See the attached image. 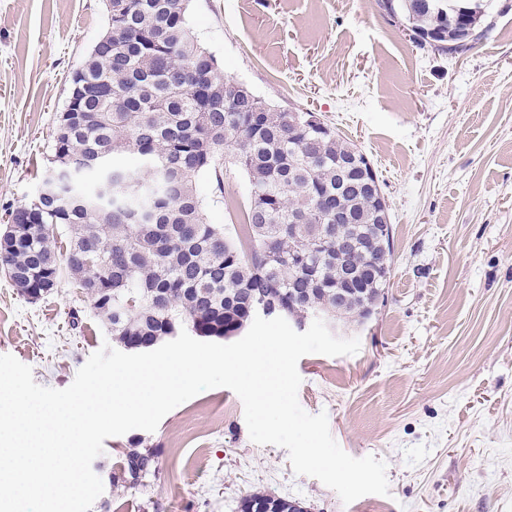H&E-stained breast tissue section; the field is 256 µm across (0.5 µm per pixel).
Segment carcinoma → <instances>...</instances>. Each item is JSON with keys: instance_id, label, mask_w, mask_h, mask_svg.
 I'll use <instances>...</instances> for the list:
<instances>
[{"instance_id": "1", "label": "carcinoma", "mask_w": 512, "mask_h": 512, "mask_svg": "<svg viewBox=\"0 0 512 512\" xmlns=\"http://www.w3.org/2000/svg\"><path fill=\"white\" fill-rule=\"evenodd\" d=\"M415 39L432 34L461 53L468 50L451 6L459 0H392ZM106 42L95 45L78 70L82 110L58 120L49 167L63 172L66 209L43 203L18 248L0 244V269L28 299L51 293L66 269L78 286L92 288L97 315L120 347L135 350L146 336H233L250 322L252 295L300 320L355 318L385 297L392 267L380 278L374 262L391 252L371 223L367 200L348 188L354 174L344 163L358 148L338 133L321 137L305 113L273 111L251 90L237 89L235 112L205 97L234 79L199 43L186 0H109ZM130 154L148 166L152 193L136 172L115 164ZM233 165L249 184L243 234L206 219L208 203L224 202V167ZM124 174L112 199L102 197L104 177ZM209 180V196L200 189ZM341 196L355 222L347 233L359 247L351 261L367 291L336 308V241L323 251L303 249L318 281L305 305L288 281L289 237L326 232L328 202ZM148 205L153 221L130 220L125 207ZM159 471L158 453L129 450L112 486L135 488Z\"/></svg>"}]
</instances>
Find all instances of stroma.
Instances as JSON below:
<instances>
[{
    "mask_svg": "<svg viewBox=\"0 0 512 512\" xmlns=\"http://www.w3.org/2000/svg\"><path fill=\"white\" fill-rule=\"evenodd\" d=\"M198 40L225 75L277 108L316 113L370 160L390 205L393 273L371 321L338 328L357 354H308L298 401L326 412L349 455L385 461L389 495L343 504L295 474L286 449L251 441L240 398L218 387L157 429L104 441L91 512H240L246 495L308 512H512V0H491L476 47L416 46L378 0H190ZM107 29L105 0H0V231L33 197L70 79ZM243 221L246 178L227 167ZM110 335L67 277L30 301L0 271V354L68 387ZM155 477L112 487L130 444Z\"/></svg>",
    "mask_w": 512,
    "mask_h": 512,
    "instance_id": "obj_1",
    "label": "stroma"
}]
</instances>
